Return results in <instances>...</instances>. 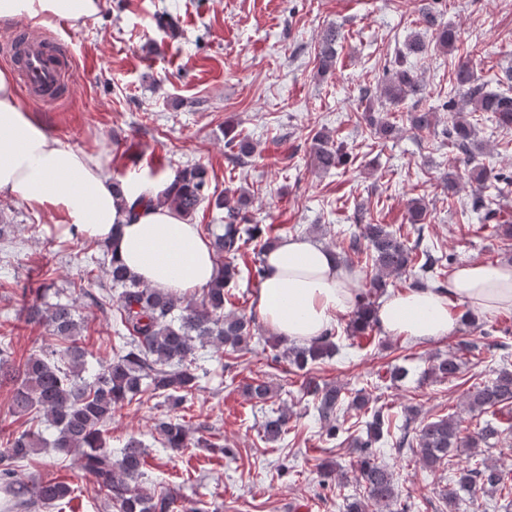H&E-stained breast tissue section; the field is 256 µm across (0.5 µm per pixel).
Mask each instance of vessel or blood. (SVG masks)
Returning <instances> with one entry per match:
<instances>
[{
    "instance_id": "b4317fda",
    "label": "vessel or blood",
    "mask_w": 512,
    "mask_h": 512,
    "mask_svg": "<svg viewBox=\"0 0 512 512\" xmlns=\"http://www.w3.org/2000/svg\"><path fill=\"white\" fill-rule=\"evenodd\" d=\"M18 45L20 55L17 70L24 96L53 92L64 74L72 70L71 58L63 43L52 44L43 37L25 31Z\"/></svg>"
}]
</instances>
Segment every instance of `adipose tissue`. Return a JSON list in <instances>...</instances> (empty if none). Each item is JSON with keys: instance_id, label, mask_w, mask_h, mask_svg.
<instances>
[{"instance_id": "ef3b65f1", "label": "adipose tissue", "mask_w": 512, "mask_h": 512, "mask_svg": "<svg viewBox=\"0 0 512 512\" xmlns=\"http://www.w3.org/2000/svg\"><path fill=\"white\" fill-rule=\"evenodd\" d=\"M99 0H0V22L30 19L50 26L86 20ZM156 179L127 177L114 195L101 155L74 149L52 137L21 106L10 72L0 70V193L29 206L53 208L63 223L87 237L112 243L117 257L145 284L181 295L215 278L214 254L195 224L162 206H126L154 198ZM351 273L312 238L287 237L266 254V274L255 298L257 318L274 334L295 342L323 336L350 313L357 295ZM482 315L512 311V265L467 263L444 288L408 289L384 297L377 318L390 336L437 340L460 319L455 305Z\"/></svg>"}]
</instances>
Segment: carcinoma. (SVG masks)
Masks as SVG:
<instances>
[{"label":"carcinoma","mask_w":512,"mask_h":512,"mask_svg":"<svg viewBox=\"0 0 512 512\" xmlns=\"http://www.w3.org/2000/svg\"><path fill=\"white\" fill-rule=\"evenodd\" d=\"M420 21L428 28H437V46L448 52L454 50L457 32L450 27H438L431 6L421 9ZM338 40V29L328 27L322 32L317 53L320 70L333 66ZM426 52L427 45L415 35L406 42L405 51L397 53L384 90L390 102L398 104L410 95L421 93L415 63L422 60ZM496 83L500 89L485 90V84L478 82L470 61H461L454 69L453 78L458 98H448L443 107L458 114L465 110L487 113L497 125L512 126V67L496 77ZM363 119L371 135L378 140H392L399 131L396 123L374 115L371 107ZM436 119L431 107L416 105L407 113L411 128L419 133L434 130ZM445 134L464 155L469 179L477 184L471 212L482 225L491 226L492 235L504 242L512 241V224L494 207L493 198L482 195L484 184L490 179L496 182L498 195L511 193L512 178L503 173L493 175L485 166L472 163L474 150L478 148L475 124L453 118ZM224 147L230 159L238 164L245 163L253 152L249 140L232 127L224 129ZM343 157V145L335 142L329 133L315 134L312 162L318 170L328 171L339 166ZM206 201L224 211V223L211 238L214 254L223 264L218 267L215 283L203 289L199 297L178 296L145 285L113 257L105 270L112 292L80 285L81 297L105 313L114 311L115 344L112 345L113 356L106 364L95 366L87 362L75 304L37 301L50 289L48 284L36 291V298L26 302L22 312L29 322L46 323L53 343L40 347L16 366L11 342L0 341V384L13 383L12 413L30 422L28 428L0 445V495L14 498L13 508L20 512L51 507L62 509L73 501L74 489L68 484L55 479L27 480L22 473L21 463L46 445L42 429L35 426L36 419L42 417L55 429L52 447L65 457L72 453L79 455L81 467L93 478L103 504L117 508L118 512H198L192 499L139 484L147 464L146 448L139 438L129 437L123 447L114 452L105 447L104 433L117 407L134 401L142 403V394L147 391L163 399L172 410L182 407L200 380L197 344L209 343L233 355L246 350L256 335L254 316L224 312V304L228 302L224 288L233 280L235 261L248 242L262 240L259 249L262 254L274 246L276 238L269 237L274 228L245 223V196L233 200L226 195H209L206 172L199 166L176 170L158 197V204L176 210L187 219L193 218ZM355 227L349 235L344 261L363 256L375 275L357 293L350 324L352 347L355 346L353 340L361 338L373 326L375 298L386 293L391 280L410 277L409 287L425 288L454 263L451 256L423 243L420 235L411 243L400 231L387 224H373L359 214L355 216ZM478 348L475 342L462 343L457 350L436 358L425 376L442 380L458 378L463 366L460 352ZM339 350L340 346L326 337L309 345H285L282 354L273 355L272 360L282 357L294 369L303 371ZM246 392L258 403L272 398L270 384L260 379L247 384ZM303 394L311 397L315 414L330 438L342 430L337 421L343 405L355 408L365 417V435L347 437L351 447L360 452L357 480L361 487L360 494L347 504L348 512H368V508L375 505L389 508L398 502V485L393 474L374 459L375 444L383 441L399 452L417 446L422 466L433 470L443 463L448 453L477 448L481 444L494 446L506 432L496 421L488 419L478 423L474 434L464 436L455 416L419 421L418 412L412 407L406 410L405 422L396 426L386 404L370 397L365 389L350 395L340 386L320 383L313 378L307 379ZM465 403L470 412L479 416L512 404V370L501 368L495 371L493 378L471 384ZM156 428L164 436L167 447H191V431L180 419L166 416L158 421ZM261 432L265 439L272 441L288 433V415L280 413L267 418ZM478 490L497 493L506 500L512 495V474L484 459L477 460L448 483L443 496L448 508L453 509L459 492Z\"/></svg>","instance_id":"obj_1"}]
</instances>
